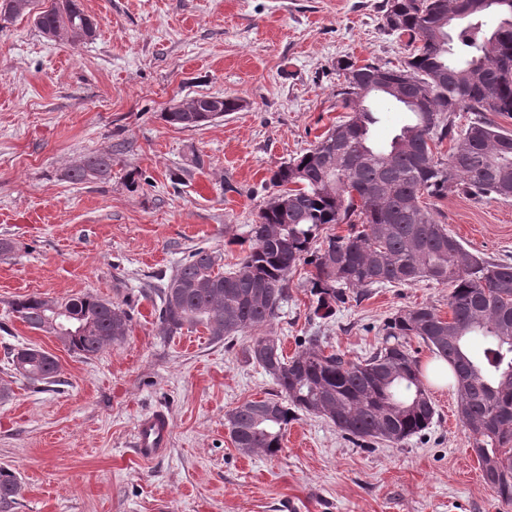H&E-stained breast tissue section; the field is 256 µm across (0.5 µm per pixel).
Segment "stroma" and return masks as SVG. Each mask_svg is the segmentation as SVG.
Returning <instances> with one entry per match:
<instances>
[{"mask_svg": "<svg viewBox=\"0 0 512 512\" xmlns=\"http://www.w3.org/2000/svg\"><path fill=\"white\" fill-rule=\"evenodd\" d=\"M385 0H83L97 23L79 44L50 41L32 19L0 24V466L22 481L17 512H512L487 486L457 415L453 385L429 386L432 424L403 442L362 444L328 419L298 413L277 456H246L228 411L276 393L248 362L250 334L163 336L158 290L194 249L236 262L270 189L271 170L345 116L337 60L386 67L407 55L384 24ZM238 111L196 128L164 112L198 95ZM112 156L104 180L67 171ZM471 253L512 262V198L452 191L432 202ZM300 267L271 334L286 355L318 337L368 355L397 313H448L431 281L365 290L332 319L310 315ZM84 293L133 310L126 340L91 358L31 330L11 310L29 294ZM57 357V383L12 375L8 351ZM161 410L168 445L145 463L137 422Z\"/></svg>", "mask_w": 512, "mask_h": 512, "instance_id": "35a3bbf8", "label": "stroma"}]
</instances>
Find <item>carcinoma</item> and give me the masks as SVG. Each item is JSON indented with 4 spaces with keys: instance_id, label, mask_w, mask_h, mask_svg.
Listing matches in <instances>:
<instances>
[{
    "instance_id": "1",
    "label": "carcinoma",
    "mask_w": 512,
    "mask_h": 512,
    "mask_svg": "<svg viewBox=\"0 0 512 512\" xmlns=\"http://www.w3.org/2000/svg\"><path fill=\"white\" fill-rule=\"evenodd\" d=\"M0 0V20L33 16L43 35L60 34L78 43L97 25L81 0ZM385 13L397 23L393 32L408 37L410 53L389 69L400 93L378 90L406 109L411 121L382 147L371 142L377 123L367 101L337 90L349 112L318 137L309 149L271 171L274 192L288 194V205L260 208L250 225L246 255L227 270L218 257L199 249L178 266L160 289V334L204 329L215 342L261 329L279 317L288 297L290 276L309 265L303 287L313 297V314L326 319L351 295L375 286H405L432 281L449 288L450 316L423 305L392 317L385 328L394 342L369 356L351 360L325 353L318 340L291 357L273 348L272 336H257L245 349L279 394L244 402L226 416L230 436L241 453L275 456L288 425L299 411L326 417L340 432L362 440L401 442L429 427L436 410L418 360L405 339L421 340L453 371L459 420L487 427L469 434L482 449L479 462L506 460L490 485L497 499L512 504V264L468 252L431 207L422 203L456 188L476 199L500 196L512 182V133L495 121L512 116V0H385ZM498 16L486 31L484 19ZM375 63H339L344 75L371 79ZM444 75L429 108L418 111L410 76L426 80ZM233 97L200 95L194 112H166L167 122L183 128L216 120L217 111L235 112ZM469 112L464 126L455 114ZM452 143L446 156L434 152ZM112 157L91 154L68 172L83 183L106 179ZM329 224L362 226L345 236H321ZM12 312L30 329L57 336L67 351L94 357L122 342L130 330L131 309L86 293L67 300L26 295ZM483 339L482 352L471 349ZM14 371L24 364L31 384L50 383L60 374L56 357L30 345L7 353ZM22 482L16 471L0 466V512H15Z\"/></svg>"
}]
</instances>
